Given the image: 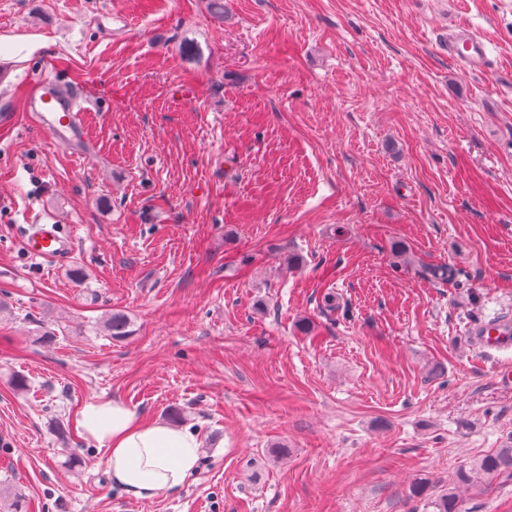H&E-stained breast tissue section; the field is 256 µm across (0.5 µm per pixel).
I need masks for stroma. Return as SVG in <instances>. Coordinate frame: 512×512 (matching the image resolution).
I'll return each instance as SVG.
<instances>
[{"label": "stroma", "mask_w": 512, "mask_h": 512, "mask_svg": "<svg viewBox=\"0 0 512 512\" xmlns=\"http://www.w3.org/2000/svg\"><path fill=\"white\" fill-rule=\"evenodd\" d=\"M210 3L0 0V485L28 512H433L415 482L512 437V349L471 334L512 319V0ZM459 27L491 76L449 59ZM46 56L92 91L78 147L26 108ZM92 398L182 410L196 473L113 491ZM459 494L512 512V477ZM25 245L30 255L44 259H61L71 251V241L63 237L55 224H38L26 235Z\"/></svg>", "instance_id": "1"}]
</instances>
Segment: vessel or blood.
<instances>
[{"mask_svg": "<svg viewBox=\"0 0 512 512\" xmlns=\"http://www.w3.org/2000/svg\"><path fill=\"white\" fill-rule=\"evenodd\" d=\"M448 57L464 71L485 73L489 59L483 39L473 31L460 28L448 38ZM91 102L88 88L59 92L51 76L30 83L26 96L27 110L35 123L47 128L58 142L68 144L81 135L80 114ZM30 255L44 259H61L71 251V242L52 224L33 226L26 235ZM476 334L487 348L512 347V321L502 319L478 326Z\"/></svg>", "mask_w": 512, "mask_h": 512, "instance_id": "vessel-or-blood-1", "label": "vessel or blood"}]
</instances>
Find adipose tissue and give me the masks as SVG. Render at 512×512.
Segmentation results:
<instances>
[{"label": "adipose tissue", "instance_id": "obj_1", "mask_svg": "<svg viewBox=\"0 0 512 512\" xmlns=\"http://www.w3.org/2000/svg\"><path fill=\"white\" fill-rule=\"evenodd\" d=\"M75 422L80 435L103 450L112 487L126 496L150 499L175 490L199 467L198 431L145 419L123 401H84Z\"/></svg>", "mask_w": 512, "mask_h": 512}]
</instances>
